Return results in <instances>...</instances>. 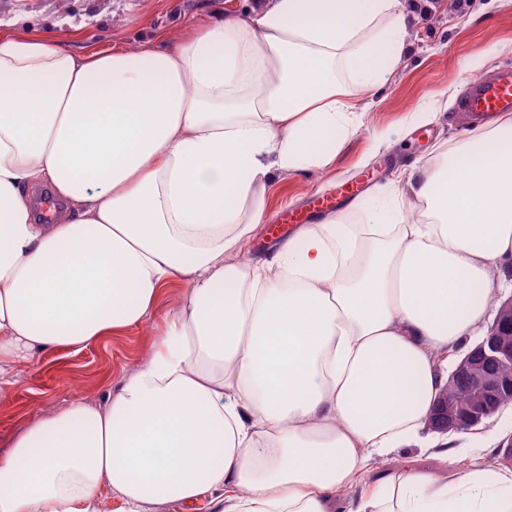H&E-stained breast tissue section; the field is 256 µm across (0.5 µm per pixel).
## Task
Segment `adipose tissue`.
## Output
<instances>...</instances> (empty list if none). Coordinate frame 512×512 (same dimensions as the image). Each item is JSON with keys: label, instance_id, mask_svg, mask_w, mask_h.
<instances>
[{"label": "adipose tissue", "instance_id": "ef3b65f1", "mask_svg": "<svg viewBox=\"0 0 512 512\" xmlns=\"http://www.w3.org/2000/svg\"><path fill=\"white\" fill-rule=\"evenodd\" d=\"M410 49L402 0H260L161 49L0 38V399L20 359L150 321L104 404L0 455V512H331L417 439L512 265V115L414 161L366 221L245 245L278 176L331 165ZM404 462L345 512H512V469Z\"/></svg>", "mask_w": 512, "mask_h": 512}]
</instances>
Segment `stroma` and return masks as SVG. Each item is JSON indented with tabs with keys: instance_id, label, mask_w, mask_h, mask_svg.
Returning a JSON list of instances; mask_svg holds the SVG:
<instances>
[{
	"instance_id": "obj_1",
	"label": "stroma",
	"mask_w": 512,
	"mask_h": 512,
	"mask_svg": "<svg viewBox=\"0 0 512 512\" xmlns=\"http://www.w3.org/2000/svg\"><path fill=\"white\" fill-rule=\"evenodd\" d=\"M255 0H0V34L12 24L35 36L50 35L79 52H93L117 44L162 47L161 33L183 34L214 14L245 10ZM411 14L412 47L400 70L373 99L363 123L349 138L334 164L311 175L277 180L266 196L265 209L277 219L288 207L300 208L315 195L335 196L339 187L361 181L365 189L355 220L365 218L363 206L379 191L390 190L401 171L416 159H430L466 132L451 121L461 84L485 71L512 64V0H407ZM438 106V119L424 126L405 120L420 107ZM389 130L395 143L374 150L376 134ZM181 286L166 289L153 322L106 336L81 351L68 348L44 353L19 366L10 399L0 401V453L12 439L42 414L63 405L73 395L103 402L129 375L152 356L155 332ZM434 435L422 443L372 460L362 481L372 485L397 471L404 457L433 467L425 453Z\"/></svg>"
}]
</instances>
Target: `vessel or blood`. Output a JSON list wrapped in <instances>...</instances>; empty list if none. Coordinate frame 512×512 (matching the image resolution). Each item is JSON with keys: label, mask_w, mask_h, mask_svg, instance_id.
Here are the masks:
<instances>
[{"label": "vessel or blood", "mask_w": 512, "mask_h": 512, "mask_svg": "<svg viewBox=\"0 0 512 512\" xmlns=\"http://www.w3.org/2000/svg\"><path fill=\"white\" fill-rule=\"evenodd\" d=\"M455 110L462 121L479 127L512 114V64L501 66L487 75L461 85ZM335 200L315 197L304 209H291L280 218L283 224H310L318 215L333 210Z\"/></svg>", "instance_id": "vessel-or-blood-1"}]
</instances>
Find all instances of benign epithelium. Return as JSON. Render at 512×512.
I'll list each match as a JSON object with an SVG mask.
<instances>
[{
	"label": "benign epithelium",
	"mask_w": 512,
	"mask_h": 512,
	"mask_svg": "<svg viewBox=\"0 0 512 512\" xmlns=\"http://www.w3.org/2000/svg\"><path fill=\"white\" fill-rule=\"evenodd\" d=\"M503 364L512 365V299L506 300L482 339L455 362L448 375V383L478 388L485 400L466 409L452 407L445 400L437 402L428 430L439 434L478 430L489 415L498 411L500 397L512 392V378L503 379L491 372V367Z\"/></svg>",
	"instance_id": "benign-epithelium-1"
}]
</instances>
